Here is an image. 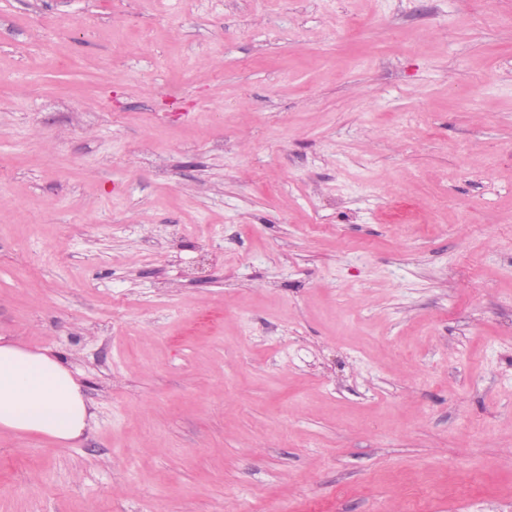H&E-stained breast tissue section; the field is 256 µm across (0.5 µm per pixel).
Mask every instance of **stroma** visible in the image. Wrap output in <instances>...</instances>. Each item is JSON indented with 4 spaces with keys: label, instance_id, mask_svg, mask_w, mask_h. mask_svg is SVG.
Here are the masks:
<instances>
[{
    "label": "stroma",
    "instance_id": "stroma-1",
    "mask_svg": "<svg viewBox=\"0 0 512 512\" xmlns=\"http://www.w3.org/2000/svg\"><path fill=\"white\" fill-rule=\"evenodd\" d=\"M0 336V512H512V0H0ZM91 419L81 385L56 356L0 339V431L74 441Z\"/></svg>",
    "mask_w": 512,
    "mask_h": 512
}]
</instances>
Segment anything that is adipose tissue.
Here are the masks:
<instances>
[{
    "instance_id": "adipose-tissue-1",
    "label": "adipose tissue",
    "mask_w": 512,
    "mask_h": 512,
    "mask_svg": "<svg viewBox=\"0 0 512 512\" xmlns=\"http://www.w3.org/2000/svg\"><path fill=\"white\" fill-rule=\"evenodd\" d=\"M91 419L81 385L56 356L0 341V431L74 441Z\"/></svg>"
}]
</instances>
